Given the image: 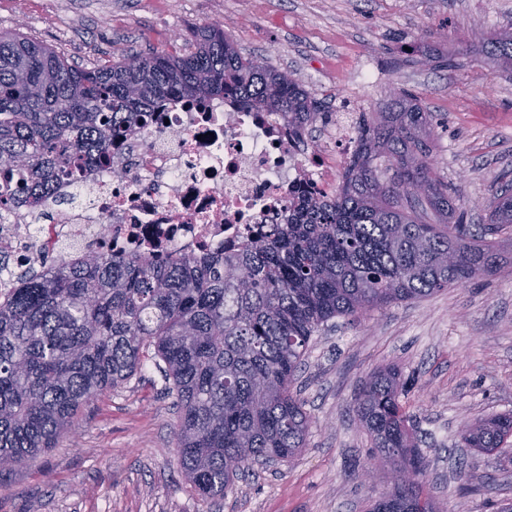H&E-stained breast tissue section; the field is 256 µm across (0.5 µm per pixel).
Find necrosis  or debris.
<instances>
[{"mask_svg": "<svg viewBox=\"0 0 512 512\" xmlns=\"http://www.w3.org/2000/svg\"><path fill=\"white\" fill-rule=\"evenodd\" d=\"M357 145L352 113L340 112L319 143L286 117L224 97L180 99L113 142L108 166L62 183L44 215L0 214V252H24L36 269L93 251L120 260L229 255L258 225L287 222L289 207L330 196Z\"/></svg>", "mask_w": 512, "mask_h": 512, "instance_id": "1", "label": "necrosis or debris"}]
</instances>
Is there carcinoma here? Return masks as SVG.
<instances>
[{
    "instance_id": "obj_1",
    "label": "carcinoma",
    "mask_w": 512,
    "mask_h": 512,
    "mask_svg": "<svg viewBox=\"0 0 512 512\" xmlns=\"http://www.w3.org/2000/svg\"><path fill=\"white\" fill-rule=\"evenodd\" d=\"M187 43L183 54L79 66L0 33V210L107 163L112 140L148 123L161 101L224 95L285 115L298 132L329 119L288 72L244 55L223 23L196 27ZM471 53L512 73V30ZM436 126L414 96L394 93L374 118L360 115L339 190L232 256L162 265L92 255L0 278V472L54 447L83 404L148 361L174 397L178 464L200 494L222 497L254 464L300 453L310 418L291 385L316 332L492 276L506 262L497 236L512 224V182L496 193L484 230L471 233L433 171ZM403 392L388 366L354 400L390 475L372 512H439ZM511 436L508 414L464 426L460 442L490 455Z\"/></svg>"
}]
</instances>
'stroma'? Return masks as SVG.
<instances>
[{"label":"stroma","instance_id":"stroma-1","mask_svg":"<svg viewBox=\"0 0 512 512\" xmlns=\"http://www.w3.org/2000/svg\"><path fill=\"white\" fill-rule=\"evenodd\" d=\"M223 22L244 53L287 70L330 112L377 111L407 89L442 118L433 167L472 232L512 174V75L469 53L512 24V0H0V32L21 31L71 63L185 52L181 33ZM394 364L427 486L442 512L512 504V439L460 447L464 424L512 412V262L492 277L391 305L316 333L291 386L311 418L294 458L205 499L179 470L178 410L153 364L84 404L56 448L0 474V512H366L387 468L353 419L354 395ZM481 480L463 490L460 467ZM370 468L365 482L356 473Z\"/></svg>","mask_w":512,"mask_h":512}]
</instances>
